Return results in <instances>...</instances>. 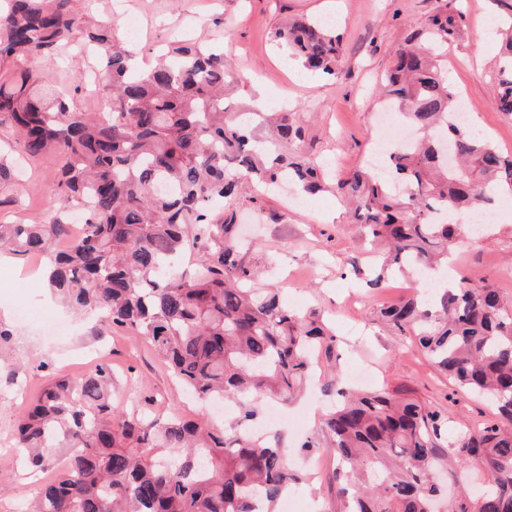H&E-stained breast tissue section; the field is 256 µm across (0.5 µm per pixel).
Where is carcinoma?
Segmentation results:
<instances>
[{"instance_id": "obj_1", "label": "carcinoma", "mask_w": 512, "mask_h": 512, "mask_svg": "<svg viewBox=\"0 0 512 512\" xmlns=\"http://www.w3.org/2000/svg\"><path fill=\"white\" fill-rule=\"evenodd\" d=\"M0 61L26 67L0 74V127L16 130L29 157L62 160L50 195L87 204L81 232L55 209L42 224H0V249L39 264L58 298L149 342L172 376L199 399H231L230 428L201 412L147 425L112 403V368L57 378L21 419L17 443L29 464L69 449L59 473L42 480L28 512H276L307 478L292 469L280 435L249 429L261 402H287L311 377V353L336 369L335 338L314 312L276 292L257 294L241 256L237 225L212 209L233 207L243 183L283 181L304 194L329 188L302 146L294 112H261L233 98L242 83L224 51L174 41L147 66L115 39L112 22L87 23L72 0H3ZM449 0L425 31L395 51L384 76L387 104L426 137L388 154L399 193L367 169L334 185L354 205L365 239L384 250L368 283L413 264L430 270L464 229L454 216L512 190V158L454 121L459 98L435 50L460 35ZM103 64L107 117L80 111L53 77L31 66L74 32ZM304 69L333 76L342 41L323 20L293 19L273 32ZM499 68L498 111L512 114V31ZM451 142L454 169L441 153ZM199 254L187 276L174 270ZM422 301L381 311L412 335L459 388L486 397L502 420L448 434L451 416L388 391L348 394L324 421L342 474L346 512H439L435 470L449 460L478 465L486 489L448 499L445 512H512V304L466 273Z\"/></svg>"}]
</instances>
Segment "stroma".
<instances>
[{
    "mask_svg": "<svg viewBox=\"0 0 512 512\" xmlns=\"http://www.w3.org/2000/svg\"><path fill=\"white\" fill-rule=\"evenodd\" d=\"M446 0H73L77 14L109 13L114 23L137 17L142 37L136 44L144 59L175 39L221 45L233 67L244 76L237 91L248 99L270 93L274 105L303 115L309 154L327 161L337 176L365 165L378 136L377 116L383 106L378 81L394 50L443 8ZM459 37L444 59L448 80L473 108V118L507 156H512V114L494 107L498 93L499 35L480 41L478 32L490 17L512 20V0H462ZM333 17L343 54L332 76L308 74L273 40L286 18ZM36 66L51 71L74 93L84 112L104 108L106 90L88 94L84 83L95 72L93 58L79 43L61 56L43 58ZM0 147L15 159L13 177L0 186V221L43 223L50 208L62 207L47 195L59 172L54 154L29 158L16 151L7 128H0ZM500 216L480 240L462 236L452 248V269L501 288L512 301V199L495 201ZM236 222L248 247L246 260L260 270L257 288L280 290L298 312L318 311L336 334L341 370L354 364L374 367V386L399 392L453 414L456 427L497 420L490 402L468 394L451 382L409 336L382 321L379 310L403 297V276L378 289L360 277L372 262L351 209L335 193L309 198L301 209H289L283 192L242 194L235 202ZM0 325L15 338L0 363V512H22L39 481L21 465L13 445L15 426L30 397L58 375L77 377L106 361L112 368V397L120 409H151L170 415L188 412L187 396L171 378L151 345L131 333L111 328L97 317L67 312L51 295L38 270L15 257L0 264ZM331 373L319 368L301 396L308 406L305 429L281 426L282 446L295 469L310 474V486L293 492L291 512H344L336 492V461L328 454L304 456L307 438L321 444L322 430L334 401L327 394Z\"/></svg>",
    "mask_w": 512,
    "mask_h": 512,
    "instance_id": "35a3bbf8",
    "label": "stroma"
}]
</instances>
